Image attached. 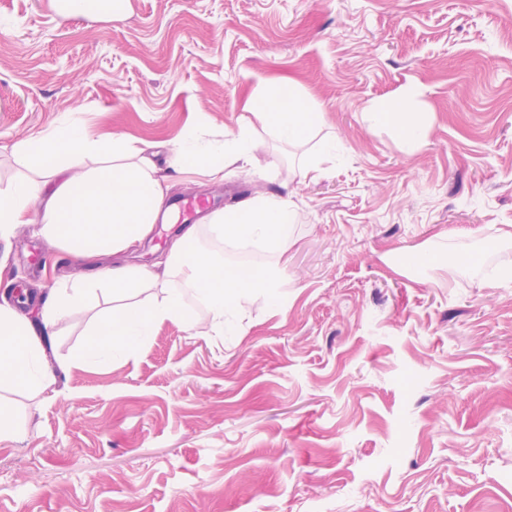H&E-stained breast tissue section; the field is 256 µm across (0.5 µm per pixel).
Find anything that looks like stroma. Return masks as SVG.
I'll list each match as a JSON object with an SVG mask.
<instances>
[{
  "label": "stroma",
  "instance_id": "35a3bbf8",
  "mask_svg": "<svg viewBox=\"0 0 512 512\" xmlns=\"http://www.w3.org/2000/svg\"><path fill=\"white\" fill-rule=\"evenodd\" d=\"M288 80L323 105L312 140L255 127L248 166L170 191L295 204L282 251L249 248L282 270L280 311L245 298L236 340L171 322L77 368L92 298L50 340L51 389L0 387L28 428L0 438V512H512V0H0V189L36 176L11 146L66 122L168 169L175 139L236 134ZM376 103L430 113L428 138L374 125ZM180 233L154 224L129 263ZM81 268L26 225L0 241V299L41 307Z\"/></svg>",
  "mask_w": 512,
  "mask_h": 512
}]
</instances>
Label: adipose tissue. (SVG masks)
<instances>
[{"instance_id":"obj_1","label":"adipose tissue","mask_w":512,"mask_h":512,"mask_svg":"<svg viewBox=\"0 0 512 512\" xmlns=\"http://www.w3.org/2000/svg\"><path fill=\"white\" fill-rule=\"evenodd\" d=\"M254 121L288 144L307 142L323 118L319 103L296 86H275L248 99ZM373 124L395 126L403 141L417 145L430 133L424 112H392L372 105ZM241 125L224 139L179 140L173 152L172 175L224 178L226 167L248 160L253 147L252 125ZM40 171L36 181L17 180L0 189V240L16 226L34 224L57 248L89 262L79 278L52 289L38 320L22 316L0 303V384L42 392L55 382L39 329H52L69 318L97 293L111 295L119 306L101 317L76 355L79 363H107L144 349L165 323L179 322L196 335L234 332L241 322L242 298L262 302L271 311L282 305L276 268L228 266L201 250L186 249L175 240L158 268L120 264L114 257L142 244L156 223L168 188L163 175L139 140L118 134H94L76 123H62L15 145ZM111 155L109 163L70 171V160ZM295 210L285 198L259 195L240 211L209 215L212 230L227 240H247L265 249L280 250L284 231ZM179 271L197 289L208 318L191 319L183 307L181 289L167 276Z\"/></svg>"}]
</instances>
